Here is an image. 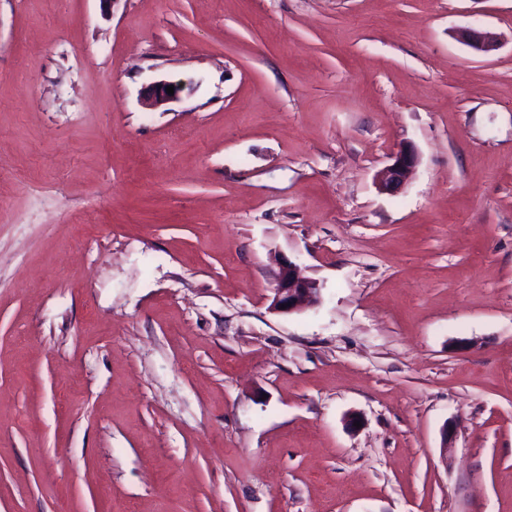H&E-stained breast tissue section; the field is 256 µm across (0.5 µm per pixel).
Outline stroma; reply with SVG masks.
I'll list each match as a JSON object with an SVG mask.
<instances>
[{"label": "stroma", "mask_w": 512, "mask_h": 512, "mask_svg": "<svg viewBox=\"0 0 512 512\" xmlns=\"http://www.w3.org/2000/svg\"><path fill=\"white\" fill-rule=\"evenodd\" d=\"M1 169L0 512H512V0H0ZM459 40L475 51L491 54L499 48L497 35L485 29L462 28L458 31ZM174 85V95H169L166 92L167 86ZM182 86L179 83L160 81L149 86L142 98V103L145 107L151 110H156L164 107L172 100L176 99L182 91ZM418 164V155L413 147H402L393 157L379 180V189L385 193L399 192L409 174ZM278 267L270 303L273 312L289 314L320 302L322 287L317 280L300 276L291 262H280ZM282 305L286 309H280Z\"/></svg>", "instance_id": "stroma-1"}]
</instances>
